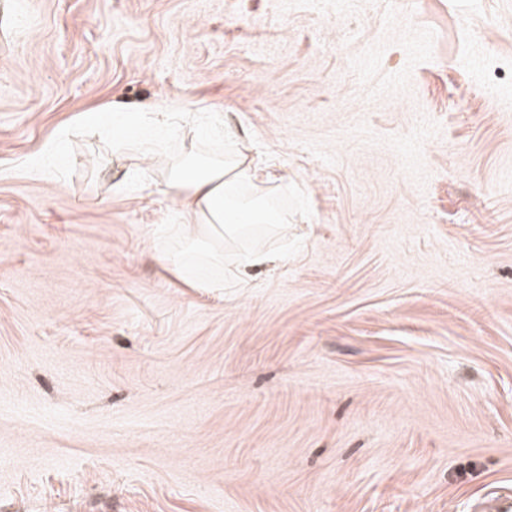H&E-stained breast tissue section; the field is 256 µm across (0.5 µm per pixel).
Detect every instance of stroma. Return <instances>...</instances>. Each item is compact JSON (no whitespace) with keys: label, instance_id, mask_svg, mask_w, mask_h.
Masks as SVG:
<instances>
[{"label":"stroma","instance_id":"1","mask_svg":"<svg viewBox=\"0 0 512 512\" xmlns=\"http://www.w3.org/2000/svg\"><path fill=\"white\" fill-rule=\"evenodd\" d=\"M0 0V512H471L512 493V0ZM276 158L221 290L114 121ZM287 265L236 274L240 252Z\"/></svg>","mask_w":512,"mask_h":512}]
</instances>
